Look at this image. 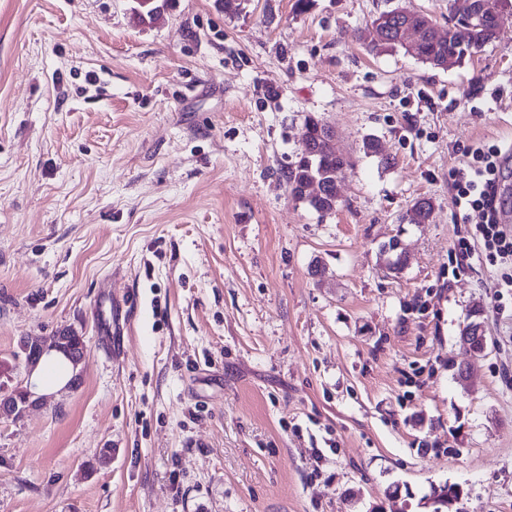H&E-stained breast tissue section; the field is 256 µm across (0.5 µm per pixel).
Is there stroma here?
Returning a JSON list of instances; mask_svg holds the SVG:
<instances>
[{"instance_id":"stroma-1","label":"stroma","mask_w":512,"mask_h":512,"mask_svg":"<svg viewBox=\"0 0 512 512\" xmlns=\"http://www.w3.org/2000/svg\"><path fill=\"white\" fill-rule=\"evenodd\" d=\"M160 2L0 0V389L31 383L20 337L86 343L0 421V512H426L446 480L512 512V267L459 258L452 187L512 141V14L442 69L356 32L398 8L444 34L463 0ZM308 114L353 162L325 216L284 177ZM81 337L72 329L59 330L56 336H51L50 344L53 342H59L61 340L66 341L63 345L66 346L64 351H61L65 358L72 366V370L76 369L77 360H81L86 350L85 345L81 342Z\"/></svg>"}]
</instances>
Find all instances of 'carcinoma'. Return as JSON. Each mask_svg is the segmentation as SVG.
Listing matches in <instances>:
<instances>
[{
  "label": "carcinoma",
  "instance_id": "cac0c4a2",
  "mask_svg": "<svg viewBox=\"0 0 512 512\" xmlns=\"http://www.w3.org/2000/svg\"><path fill=\"white\" fill-rule=\"evenodd\" d=\"M395 11L385 10L375 16L370 25L361 31L360 37L368 42L373 49L397 46L396 36L392 31L397 27L398 20L393 18ZM486 12L476 11L469 15L453 16L448 19V38L436 43L424 40L418 50L417 59L435 68L437 62L452 55L457 63L472 56L486 44L492 42L496 35L489 33L485 25ZM386 30L385 38L376 39L373 30ZM303 150L297 160L284 173L290 194L297 200H305L317 212L330 213L336 208L337 201L333 194V183L337 176L352 166L350 159L331 152L325 144L327 125L314 115L304 117L302 124ZM317 181L323 186V193L312 196L305 192V187ZM432 203L427 199H419L402 216L409 224H424L432 216ZM65 341L66 349L62 354L71 364L76 366L85 352L81 336L71 329H62L50 338V342ZM436 502V512H463L459 507L461 493L455 483L444 482L433 486L424 495Z\"/></svg>",
  "mask_w": 512,
  "mask_h": 512
}]
</instances>
